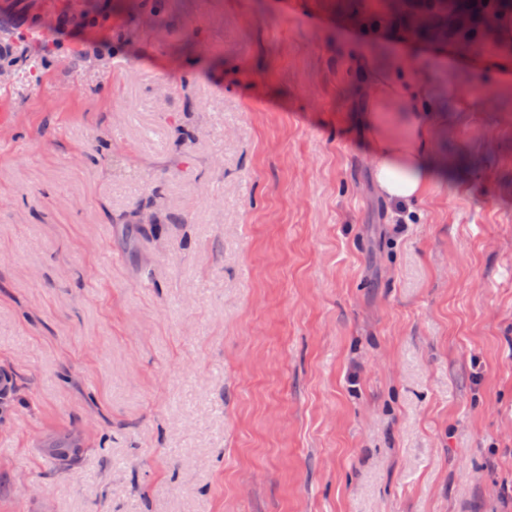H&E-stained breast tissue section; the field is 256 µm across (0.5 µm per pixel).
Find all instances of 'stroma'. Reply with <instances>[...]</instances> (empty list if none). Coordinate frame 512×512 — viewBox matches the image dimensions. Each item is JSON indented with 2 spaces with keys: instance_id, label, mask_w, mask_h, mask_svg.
<instances>
[{
  "instance_id": "1",
  "label": "stroma",
  "mask_w": 512,
  "mask_h": 512,
  "mask_svg": "<svg viewBox=\"0 0 512 512\" xmlns=\"http://www.w3.org/2000/svg\"><path fill=\"white\" fill-rule=\"evenodd\" d=\"M0 0V512H512V41L392 45L448 177L396 206L350 18ZM81 434L59 462L46 440Z\"/></svg>"
}]
</instances>
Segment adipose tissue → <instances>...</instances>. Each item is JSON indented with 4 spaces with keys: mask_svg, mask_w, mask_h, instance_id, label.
<instances>
[{
    "mask_svg": "<svg viewBox=\"0 0 512 512\" xmlns=\"http://www.w3.org/2000/svg\"><path fill=\"white\" fill-rule=\"evenodd\" d=\"M406 69L399 59L382 67L371 50L352 59L359 89L357 122L369 146L375 189L402 204L422 199L447 170L433 148L436 127L424 89Z\"/></svg>",
    "mask_w": 512,
    "mask_h": 512,
    "instance_id": "obj_1",
    "label": "adipose tissue"
}]
</instances>
